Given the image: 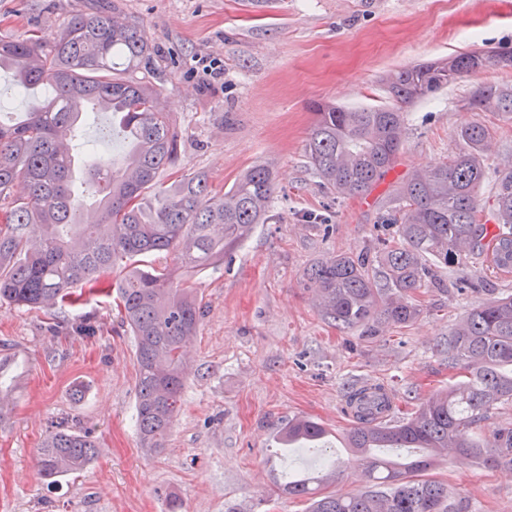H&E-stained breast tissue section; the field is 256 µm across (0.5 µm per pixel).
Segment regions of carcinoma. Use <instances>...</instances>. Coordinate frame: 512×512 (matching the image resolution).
Instances as JSON below:
<instances>
[{"instance_id":"cac0c4a2","label":"carcinoma","mask_w":512,"mask_h":512,"mask_svg":"<svg viewBox=\"0 0 512 512\" xmlns=\"http://www.w3.org/2000/svg\"><path fill=\"white\" fill-rule=\"evenodd\" d=\"M117 13L114 3L77 15L49 44L0 39V67L6 60L13 64L14 89L47 91L24 120L0 123V206L8 225L0 231V302L54 312L79 300L75 289L92 293L102 274L120 268L113 290L121 323L136 339L137 432L141 447L156 450L179 409L187 347L204 316L191 279L232 260L264 223L276 187L264 165L248 168L222 195L211 192L203 174L177 175L183 138L151 82L154 46L144 25L119 23ZM487 68L512 70V49L471 50L395 69L385 77L388 107L313 103L305 145L310 166L338 194H365L398 158L403 107ZM90 102L119 107L129 150L118 169L95 148L86 152L93 158L87 176L100 194L98 220L72 235L84 196L60 145L89 118L83 107ZM465 105L512 117V86L478 85ZM456 138L457 153L415 170L396 189L394 215L386 220L396 231L381 240V276L369 271L364 258L349 254L319 261L304 274L324 318L374 336L418 319L414 294L435 280L439 268L475 258L512 273V163L497 175L495 224H486L478 192L492 131L472 122L460 126ZM19 180L27 192L15 196ZM161 250L175 254V269L141 264V256ZM444 353L448 370L460 380L407 416L387 403L376 412L377 403L363 402L367 388H349L355 411L347 441L364 457V489L326 492L330 475L318 473L287 479L282 491L309 501V512H470L448 484L425 473L447 458L512 471V424L492 429L487 438L469 436L498 406L512 403V294L471 308L448 335ZM325 434L322 424L305 418L290 419L281 429L290 444ZM378 448L400 453L382 456ZM97 454L86 433L59 425L42 440L38 463L43 476L54 479L83 470Z\"/></svg>"}]
</instances>
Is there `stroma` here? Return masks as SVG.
Segmentation results:
<instances>
[{"instance_id": "obj_1", "label": "stroma", "mask_w": 512, "mask_h": 512, "mask_svg": "<svg viewBox=\"0 0 512 512\" xmlns=\"http://www.w3.org/2000/svg\"><path fill=\"white\" fill-rule=\"evenodd\" d=\"M155 45L163 109L181 129L182 173L207 175L215 192L249 166L273 168L277 189L265 223L231 265L196 280L205 306L189 346L187 380L164 448H141L135 428V340L112 297L87 294L57 318L0 303V355L8 405L0 411V512H306L282 494L284 472L334 471L330 490L357 491L359 456L341 409L349 382L391 389L401 411L453 380L442 348L480 301L512 294V274L475 260L441 270L416 299L421 314L373 338L323 319L302 277L319 260L360 255L377 267L383 205L414 168L457 152L456 131L478 121L494 135L481 188L494 209L497 172L512 158V117L472 112L474 85H512L511 70L467 75L405 110L407 134L392 171L366 194L327 190L305 154L313 102L385 105L383 77L398 67L477 47H512V0H119ZM94 0H0V39L49 40ZM221 69L220 78L206 74ZM76 153L96 145L115 165L128 151L103 114L80 126ZM94 317V337L69 323ZM293 417L322 423L318 446H289ZM98 447L83 471L47 483L37 449L61 420ZM433 475L472 512H512V472L441 462Z\"/></svg>"}]
</instances>
